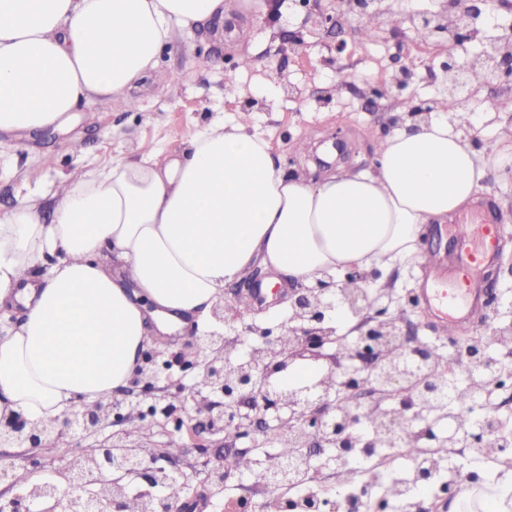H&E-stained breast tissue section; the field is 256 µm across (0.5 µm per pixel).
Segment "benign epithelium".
I'll list each match as a JSON object with an SVG mask.
<instances>
[{
	"label": "benign epithelium",
	"mask_w": 512,
	"mask_h": 512,
	"mask_svg": "<svg viewBox=\"0 0 512 512\" xmlns=\"http://www.w3.org/2000/svg\"><path fill=\"white\" fill-rule=\"evenodd\" d=\"M370 0H338V7L354 13L358 19H369ZM444 11L454 14L453 28L441 23L442 14L422 12L410 14L401 22L422 29L432 38L447 33L451 48L442 63L448 80L449 96L455 98L470 90V75L480 69L488 81L503 76L512 77V29L488 38L479 52L471 54L464 44L475 36L474 19L481 10L473 5L463 7L460 0H446ZM376 272L351 270L340 280L325 275L309 284L288 289V311L281 324L270 326L253 322L236 332L233 308L218 300L211 317L219 329L205 331L196 337L198 350L181 362L185 374L193 376L191 385L177 386L184 395L180 406L167 405L179 430L193 420L187 400L210 401L209 426L232 439L247 438L254 427L271 426L272 437L284 452L272 455V463L261 473L268 477L266 485L279 482V475L288 461L315 448L311 456L316 470L336 464L331 449L372 447L373 439L382 435L396 441L405 434V426L420 420L424 427L421 439L436 448H452L455 444L478 451L493 445L497 456L512 460V440L503 436L506 429L496 414H487L471 430L455 433L436 428L428 420L425 407L407 387L406 377L422 375L426 391L437 387L429 384V369L442 358L431 346L413 344L411 333H403L401 319L394 317L390 306L393 296L385 289L346 287L351 281L368 282ZM268 278L262 268L254 269L251 278L238 285L237 293L253 294ZM339 309L350 311L356 319L357 337L349 356L337 355L344 338L337 333L335 315ZM504 326L491 317L484 323L480 336L459 342L456 358L465 362V381L486 401L506 381L512 380V367L499 359V353H512V341L505 339ZM288 332L294 346L284 352L280 348L281 333ZM242 346L231 367L222 356L229 333ZM394 350L399 358L391 363L387 353ZM299 362L326 364L328 376L304 384L286 381L288 370ZM134 419L140 416L139 403L128 398H112L97 403L81 413L64 416L51 427L30 425L15 415L0 423V445H24L41 448L49 440L68 438L75 450L65 464L55 471L58 481L48 486L40 480L32 487L8 500L0 499V512H24L26 497L38 493L31 505L41 512H133V498L145 507L144 512H184L185 505L177 498L154 493L170 478L183 475L162 464L171 452L145 455L137 447L106 441L99 452L91 456L80 450L78 438L107 423L111 417ZM314 430L318 437L307 439L306 431ZM237 471L224 465V459L214 461L205 471V481L214 486L224 485ZM132 477L139 491H132L124 478Z\"/></svg>",
	"instance_id": "benign-epithelium-1"
}]
</instances>
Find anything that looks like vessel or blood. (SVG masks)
I'll return each instance as SVG.
<instances>
[{"instance_id": "1", "label": "vessel or blood", "mask_w": 512, "mask_h": 512, "mask_svg": "<svg viewBox=\"0 0 512 512\" xmlns=\"http://www.w3.org/2000/svg\"><path fill=\"white\" fill-rule=\"evenodd\" d=\"M453 238L447 259L425 261L418 301L442 331L459 337L472 330L475 314L484 308L486 276L501 253L492 208L484 209L480 223L454 225Z\"/></svg>"}]
</instances>
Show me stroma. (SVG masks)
Returning <instances> with one entry per match:
<instances>
[{
    "label": "stroma",
    "mask_w": 512,
    "mask_h": 512,
    "mask_svg": "<svg viewBox=\"0 0 512 512\" xmlns=\"http://www.w3.org/2000/svg\"><path fill=\"white\" fill-rule=\"evenodd\" d=\"M374 6L380 14L370 38L350 14L340 26L324 23V15L335 14L336 0H232L224 22L176 33L160 57L173 81L163 87L145 84L130 109L117 111L96 99L79 105L65 129L0 132V217L28 194L61 195L69 173L99 168L128 146L169 157L182 152L196 130L241 113L250 115L286 166L325 174L371 168L372 137L392 133L389 119L397 107L448 96L440 68L444 47L402 21L412 13L442 11L443 0H375ZM242 53L253 63L239 71L235 60ZM409 60L414 75L396 88L399 66ZM232 69L241 87L237 96L224 92ZM379 85L388 87V96L372 98L371 88ZM461 126L478 153L511 147L512 79L477 84ZM338 132L343 152L335 155L328 148ZM484 186L506 238L494 281L485 287L492 295L486 311L512 322V166L491 169ZM194 336L189 327L156 336L144 359L156 363L162 382H185L176 358L192 354ZM164 406L144 398L142 419L106 425L83 445L97 447L124 430L141 447L173 448L174 463L189 477L187 496L196 502L195 512H222L227 497L241 496L242 488L210 493L201 473L206 462L230 455L224 434L211 431L203 404L192 407L193 430L179 432L166 420Z\"/></svg>",
    "instance_id": "stroma-1"
}]
</instances>
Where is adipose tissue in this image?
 Here are the masks:
<instances>
[{
  "instance_id": "ef3b65f1",
  "label": "adipose tissue",
  "mask_w": 512,
  "mask_h": 512,
  "mask_svg": "<svg viewBox=\"0 0 512 512\" xmlns=\"http://www.w3.org/2000/svg\"><path fill=\"white\" fill-rule=\"evenodd\" d=\"M227 0H0V131L64 127L95 97L133 105L170 75L176 31L223 18ZM446 110L383 136L376 162L319 178L285 167L239 120L194 132L164 160L128 151L69 177L41 223L27 198L0 219V307L23 319L0 338V420L43 427L111 399L152 335L210 331L226 284L262 264L291 283L406 265L425 225L482 189L490 164ZM50 263L43 279L37 264Z\"/></svg>"
}]
</instances>
